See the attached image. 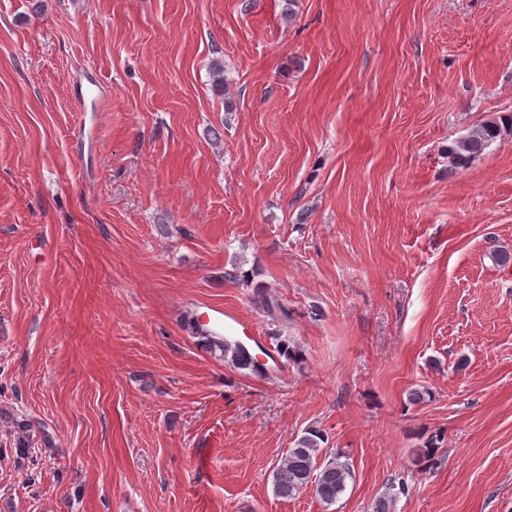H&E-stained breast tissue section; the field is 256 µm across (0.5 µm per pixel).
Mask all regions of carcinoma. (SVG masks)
<instances>
[{
    "label": "carcinoma",
    "instance_id": "cac0c4a2",
    "mask_svg": "<svg viewBox=\"0 0 512 512\" xmlns=\"http://www.w3.org/2000/svg\"><path fill=\"white\" fill-rule=\"evenodd\" d=\"M212 83L216 91L227 93L228 84L224 76L223 63L215 60L211 66ZM500 130L496 123L485 122L474 126L466 135L456 141L452 151V163L463 164L475 159L499 136ZM255 304L266 313L281 319L288 320L290 311L288 306L280 299L263 288L255 289ZM199 342L212 351L219 350L222 357L231 364L240 368H250L254 371L258 367L248 348L238 342L229 341L220 334L204 329H197ZM11 427L17 434L16 447L20 454H25L30 447V432L33 423L24 415L8 416ZM324 436L317 430H308L301 436L294 446L286 452L275 471L273 472L274 492L281 498H294L303 489L311 486L316 497L326 506L335 504L346 491L348 482L354 480L355 473L349 461L337 454L325 461L322 459L320 442Z\"/></svg>",
    "mask_w": 512,
    "mask_h": 512
}]
</instances>
